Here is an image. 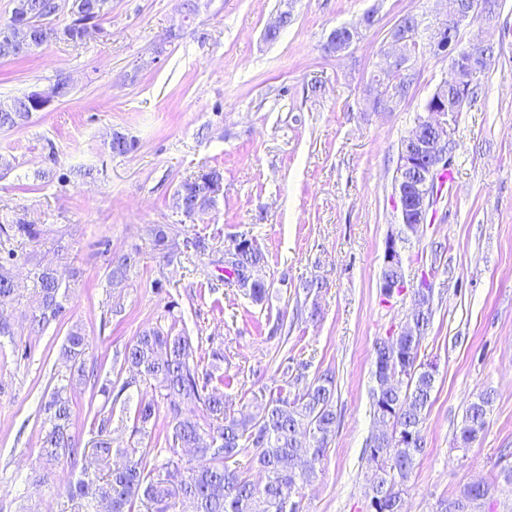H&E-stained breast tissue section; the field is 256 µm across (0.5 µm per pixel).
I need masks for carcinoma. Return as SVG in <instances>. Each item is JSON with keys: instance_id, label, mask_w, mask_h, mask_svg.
<instances>
[{"instance_id": "1", "label": "carcinoma", "mask_w": 512, "mask_h": 512, "mask_svg": "<svg viewBox=\"0 0 512 512\" xmlns=\"http://www.w3.org/2000/svg\"><path fill=\"white\" fill-rule=\"evenodd\" d=\"M43 0H13L10 17L0 23V58L18 57L14 47L33 41L37 51L51 39L63 38L72 43L84 41L82 30L73 22L50 32L41 30L38 19L23 27L18 17L34 12ZM109 0H72L77 13L92 15L100 21L107 14ZM408 38L412 46L431 49L432 29H413ZM458 65L462 77L455 88L435 89L418 111L415 122L421 123L427 113L435 111L437 103H445L457 122L460 112L477 101L480 82L471 77L464 59H451ZM376 90L374 103L385 105V96L405 98L412 81L402 78L395 85ZM32 117L21 98L0 102V130H12L26 125ZM207 173L181 182L176 194L182 198L187 218L195 219L214 208L206 195ZM42 224L17 221L0 224V235L6 240L16 238L36 242L45 236ZM148 234L154 250L165 258L185 255L189 258L213 251L210 240L198 234L188 235L184 224H152ZM224 254V283L241 289L251 300L264 301L269 284L261 276L266 257L256 239L241 233L234 236ZM137 248L110 262L109 284L121 287L128 272L140 263ZM17 258L7 252L0 261V300L12 296L15 282L7 265ZM381 293L390 298L405 291V274L394 266H382ZM34 299L29 314V331L38 334L51 323L62 322L69 313L70 285L57 277L50 266L36 265L33 272ZM413 303L422 310L414 317L413 330H404L378 339L373 348L372 412L376 428L368 438L364 455L373 470L370 501L373 512H402L404 487L410 480L418 458L426 448L424 423L437 372L432 363L419 360V353L432 322V288H415ZM175 326L164 330L149 327L142 330L121 353L116 380L100 387L104 396L118 401L132 385L143 382L151 395H142L131 426V436L137 441L127 448H112V410L102 405L94 414L97 439L93 451L104 466L105 477L99 480L79 478L68 483V496L93 503L109 504V512H135L136 507L156 506L154 512H181L180 505L189 504L191 512H293L291 504L299 489L314 475L313 461L323 457L336 425L334 397L336 380L326 371L305 381L297 374L277 393L255 402V411L236 414L227 409L224 395L211 387L212 374L199 371L193 358L195 348L191 337L174 332ZM88 339L82 328H71L64 343V354L73 362L69 381L84 380V357ZM132 377L122 378L123 371ZM294 387L289 392L286 387ZM490 392L470 401L459 427V443L469 448L486 427V418L493 404ZM165 403L170 418L167 441L172 455L163 464V473L148 467L150 449L142 445L148 425ZM189 406L201 408L206 420L201 422L186 413ZM44 434L40 457L52 466L66 456L78 453L80 445L72 434V408L65 387L54 389L44 403ZM195 449L197 465L184 469L177 458V449ZM253 450V460L266 473V482L259 487L252 483L237 466V457L246 449ZM125 458L120 465L110 466L112 453ZM491 485H466L456 496L439 505V512H474L478 504L491 495Z\"/></svg>"}]
</instances>
